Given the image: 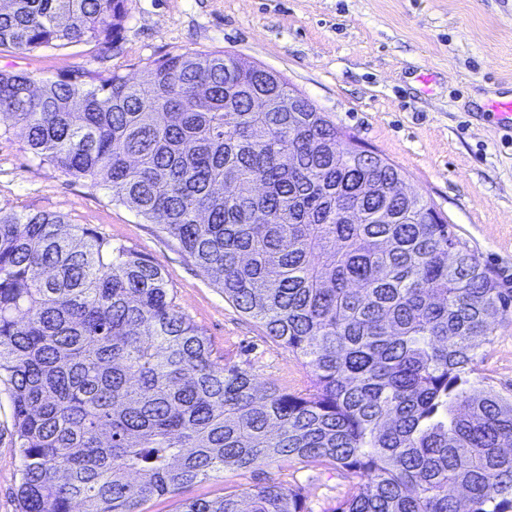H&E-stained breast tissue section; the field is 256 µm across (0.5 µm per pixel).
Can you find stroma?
I'll use <instances>...</instances> for the list:
<instances>
[{
	"label": "stroma",
	"mask_w": 512,
	"mask_h": 512,
	"mask_svg": "<svg viewBox=\"0 0 512 512\" xmlns=\"http://www.w3.org/2000/svg\"><path fill=\"white\" fill-rule=\"evenodd\" d=\"M226 52L279 73L336 126L395 165L407 192L423 196L512 290V129L490 112L512 94V0H129L110 56L73 44L33 54L0 52V71L57 80L89 68L107 78L121 67L144 79L167 54ZM53 211L89 224L155 259L181 310L217 354L262 385L296 391L302 360L225 300L177 244L108 190L40 163L19 130L0 132V211ZM478 374L512 395V320L479 341ZM8 389L0 385V512H17L21 460L5 429ZM300 488L306 512H331L353 492L331 465L278 462L229 467L156 497L145 512H177L179 500L239 495L256 484Z\"/></svg>",
	"instance_id": "35a3bbf8"
}]
</instances>
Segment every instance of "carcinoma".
<instances>
[{"instance_id": "obj_1", "label": "carcinoma", "mask_w": 512, "mask_h": 512, "mask_svg": "<svg viewBox=\"0 0 512 512\" xmlns=\"http://www.w3.org/2000/svg\"><path fill=\"white\" fill-rule=\"evenodd\" d=\"M129 0H7L0 51L118 43ZM288 81L228 53L148 77L0 72V126L176 241L240 312L303 360L263 386L214 355L155 260L54 212L0 211V382L19 512H142L227 467H339L332 512H512V396L474 378L512 316L455 225ZM178 512H306L275 483Z\"/></svg>"}]
</instances>
